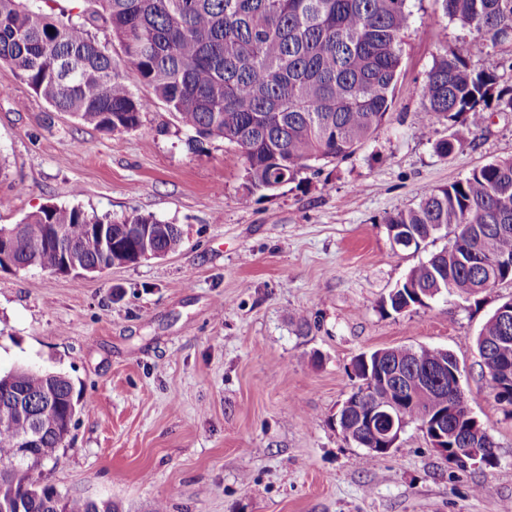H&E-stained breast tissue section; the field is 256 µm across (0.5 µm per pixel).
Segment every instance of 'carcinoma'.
Wrapping results in <instances>:
<instances>
[{"label":"carcinoma","instance_id":"cac0c4a2","mask_svg":"<svg viewBox=\"0 0 512 512\" xmlns=\"http://www.w3.org/2000/svg\"><path fill=\"white\" fill-rule=\"evenodd\" d=\"M31 0H0V63L57 112L106 132H132L156 102L194 133V142L221 138L243 160L250 190H276L319 163L353 157L388 120L403 61L407 0H88L90 15L112 27L123 56L117 61L82 24L47 15ZM442 13L474 40L495 48L512 40V0H440ZM54 32H49V29ZM150 86L140 97L129 74ZM498 75L472 68L462 52L443 50L419 89V137L439 122L448 136L435 142L447 158L466 139L457 125L491 101L512 111V95L494 94ZM391 239L420 250L441 231L449 245L413 267L381 302L384 312L427 307L444 295H474L512 281V158L475 168L465 178L425 193L416 207L386 217ZM88 224H104L107 247ZM8 260L49 273L64 261L80 270L132 265L143 254L177 250L181 228L132 210L118 219L79 206L46 205L19 223ZM61 233L68 252L46 242ZM495 345L486 356L485 387L512 408V325L491 315L480 331ZM362 391L374 381L379 399L397 403L391 374L414 396L397 414L433 437L457 360L448 352L397 346L363 353L352 364ZM28 416L13 414L18 400ZM341 432L357 434L359 409L347 398ZM76 412L73 387L60 374L19 367L0 375V512H119L110 501L60 495L40 482L43 461L19 465L21 438L37 434L46 459L62 444ZM487 430L460 409L448 416V453L480 452V466L497 465Z\"/></svg>","mask_w":512,"mask_h":512}]
</instances>
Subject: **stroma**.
I'll list each match as a JSON object with an SVG mask.
<instances>
[{
	"mask_svg": "<svg viewBox=\"0 0 512 512\" xmlns=\"http://www.w3.org/2000/svg\"><path fill=\"white\" fill-rule=\"evenodd\" d=\"M87 23L113 57L88 0H43ZM404 59L389 120L351 159L318 164L274 191L248 192L223 140L192 145L165 105L138 130L108 134L54 111L0 64V225L48 204L117 219L136 209L184 232L174 253L81 277L0 270V370L67 376L70 432L41 469L60 494L120 512H503L512 504V415L484 389L476 338L512 299L506 281L429 307L379 302L430 252L394 245L384 223L436 187L512 157V112L469 115L465 147L444 159L436 126L420 138L416 93L441 48L460 49L512 92V42L490 49L408 0ZM23 192H16V185ZM459 362L469 410L497 445L491 468H462L407 426L365 462L336 415L357 387L353 360L396 346Z\"/></svg>",
	"mask_w": 512,
	"mask_h": 512,
	"instance_id": "35a3bbf8",
	"label": "stroma"
}]
</instances>
